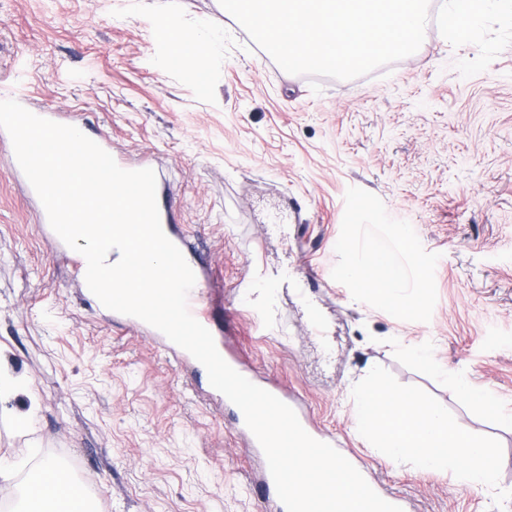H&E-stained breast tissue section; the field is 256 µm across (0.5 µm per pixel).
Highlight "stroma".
Returning <instances> with one entry per match:
<instances>
[{
	"label": "stroma",
	"instance_id": "obj_1",
	"mask_svg": "<svg viewBox=\"0 0 512 512\" xmlns=\"http://www.w3.org/2000/svg\"><path fill=\"white\" fill-rule=\"evenodd\" d=\"M443 17L430 0L416 53L316 94L219 0H0V91L152 159L203 249L226 358L286 388L382 495L403 512H491L492 490L378 457L351 396L377 365L420 387L501 442L512 490V427L402 349L432 337L450 371L512 409V15L484 11L465 45ZM177 32L206 89L170 65ZM39 225L0 142V366L40 402L29 431L0 415V458L22 480L53 459L92 512H264L232 408L98 307ZM374 251L401 273V309L345 275Z\"/></svg>",
	"mask_w": 512,
	"mask_h": 512
}]
</instances>
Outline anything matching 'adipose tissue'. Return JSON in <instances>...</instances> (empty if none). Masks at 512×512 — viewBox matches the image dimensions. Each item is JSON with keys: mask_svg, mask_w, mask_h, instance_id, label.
Listing matches in <instances>:
<instances>
[{"mask_svg": "<svg viewBox=\"0 0 512 512\" xmlns=\"http://www.w3.org/2000/svg\"><path fill=\"white\" fill-rule=\"evenodd\" d=\"M486 5L512 12V0H451L448 31L454 40H470L475 21ZM346 274L374 291L383 305H399V273L383 253H371L365 263L348 267ZM15 476L13 466L0 463V495L17 497L18 512H62L74 486L73 480L60 467L50 480L43 478L40 469H33L22 488L17 486Z\"/></svg>", "mask_w": 512, "mask_h": 512, "instance_id": "adipose-tissue-1", "label": "adipose tissue"}]
</instances>
